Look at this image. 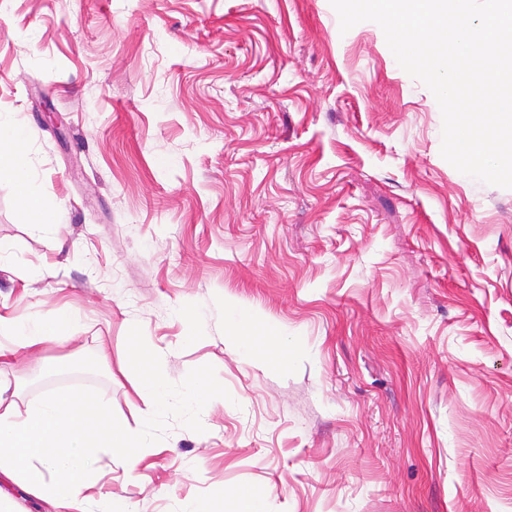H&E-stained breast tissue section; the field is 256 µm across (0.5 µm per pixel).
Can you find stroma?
Segmentation results:
<instances>
[{
    "instance_id": "1",
    "label": "stroma",
    "mask_w": 512,
    "mask_h": 512,
    "mask_svg": "<svg viewBox=\"0 0 512 512\" xmlns=\"http://www.w3.org/2000/svg\"><path fill=\"white\" fill-rule=\"evenodd\" d=\"M0 316L59 344L18 406L94 386L92 512H512V189L441 155L435 97L329 0H0ZM246 313L274 331L243 353ZM110 362H103L101 352ZM193 407L152 406L139 353Z\"/></svg>"
}]
</instances>
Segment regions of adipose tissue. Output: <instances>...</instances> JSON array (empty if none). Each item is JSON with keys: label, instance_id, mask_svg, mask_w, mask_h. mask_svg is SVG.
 I'll use <instances>...</instances> for the list:
<instances>
[{"label": "adipose tissue", "instance_id": "adipose-tissue-1", "mask_svg": "<svg viewBox=\"0 0 512 512\" xmlns=\"http://www.w3.org/2000/svg\"><path fill=\"white\" fill-rule=\"evenodd\" d=\"M0 332L8 344H0V358L17 349L61 342L36 323L18 324L0 317ZM155 405L180 400L188 404L203 397H215L207 381L174 388L160 375L146 386ZM72 400L49 396L18 409L0 397V474L24 493L48 500L62 512H90L91 494L97 480L93 457L98 447L94 436L77 431L71 424Z\"/></svg>", "mask_w": 512, "mask_h": 512}]
</instances>
